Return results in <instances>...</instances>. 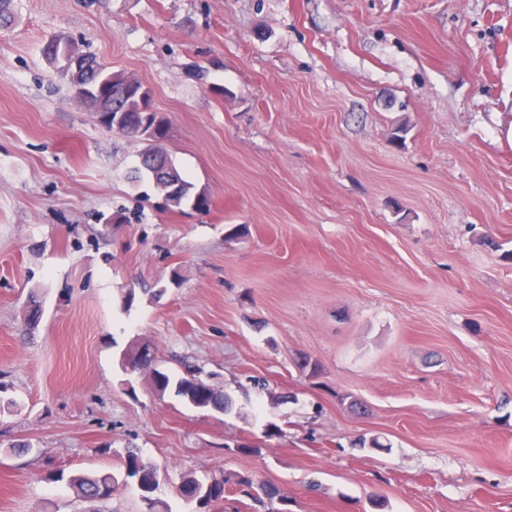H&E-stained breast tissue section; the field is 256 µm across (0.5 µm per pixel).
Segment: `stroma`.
Segmentation results:
<instances>
[{"instance_id":"stroma-1","label":"stroma","mask_w":512,"mask_h":512,"mask_svg":"<svg viewBox=\"0 0 512 512\" xmlns=\"http://www.w3.org/2000/svg\"><path fill=\"white\" fill-rule=\"evenodd\" d=\"M13 5L0 512H140L134 485L89 503L66 481L129 448L169 486L275 483L291 512H512V0ZM53 36L151 89L208 212L128 182L143 142L76 103ZM138 339L232 409L125 376Z\"/></svg>"}]
</instances>
